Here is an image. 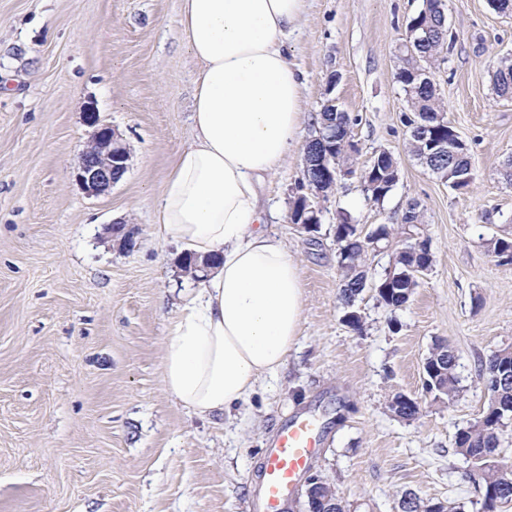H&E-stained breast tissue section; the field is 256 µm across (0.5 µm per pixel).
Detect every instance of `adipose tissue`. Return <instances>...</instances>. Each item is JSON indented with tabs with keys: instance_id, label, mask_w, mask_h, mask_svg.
I'll return each instance as SVG.
<instances>
[{
	"instance_id": "adipose-tissue-1",
	"label": "adipose tissue",
	"mask_w": 512,
	"mask_h": 512,
	"mask_svg": "<svg viewBox=\"0 0 512 512\" xmlns=\"http://www.w3.org/2000/svg\"><path fill=\"white\" fill-rule=\"evenodd\" d=\"M305 2L180 0L179 25L197 64L192 139L164 182L155 234L218 262L169 327L162 385L201 419L246 402L299 336V262L262 229L258 187L300 134L303 76L284 44Z\"/></svg>"
}]
</instances>
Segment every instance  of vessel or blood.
<instances>
[{"label": "vessel or blood", "instance_id": "obj_1", "mask_svg": "<svg viewBox=\"0 0 512 512\" xmlns=\"http://www.w3.org/2000/svg\"><path fill=\"white\" fill-rule=\"evenodd\" d=\"M321 444V430L308 417L282 424L259 465L256 512H286L288 501Z\"/></svg>", "mask_w": 512, "mask_h": 512}]
</instances>
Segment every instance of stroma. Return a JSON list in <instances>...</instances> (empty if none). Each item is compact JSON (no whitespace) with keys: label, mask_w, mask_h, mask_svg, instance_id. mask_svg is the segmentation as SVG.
<instances>
[{"label":"stroma","mask_w":512,"mask_h":512,"mask_svg":"<svg viewBox=\"0 0 512 512\" xmlns=\"http://www.w3.org/2000/svg\"><path fill=\"white\" fill-rule=\"evenodd\" d=\"M422 0H307L285 44L304 74L302 138L327 100L356 118L358 168L379 151L399 162L383 202L342 177L317 200L318 231L291 223L302 177L295 148L259 192L266 230L297 257L300 336L286 365L232 417L186 414L161 386L162 342L200 281L176 245L153 235L155 204L192 137L195 63L179 0H0V512H254L262 454L283 422L322 424L311 470L347 512H401L405 494L481 512L482 494L454 436L486 410L480 361L512 347V265L487 240L512 238V99L490 71L512 56V14L489 0H446L453 42L433 73L445 117L475 179L459 192L412 155L407 96L395 80L406 20ZM94 104L129 152L99 196L69 169L86 147ZM422 214L431 268L393 310L365 290L361 329L344 321L334 228L349 211L363 232ZM137 225L132 250L107 240ZM459 355L458 392L437 400L423 365L435 344ZM419 399L408 422L388 408Z\"/></svg>","instance_id":"1"}]
</instances>
